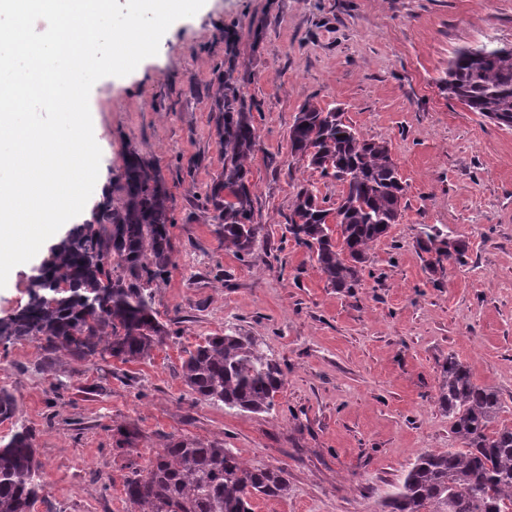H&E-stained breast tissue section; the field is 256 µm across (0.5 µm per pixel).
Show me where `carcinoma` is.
I'll use <instances>...</instances> for the list:
<instances>
[{"instance_id":"cac0c4a2","label":"carcinoma","mask_w":512,"mask_h":512,"mask_svg":"<svg viewBox=\"0 0 512 512\" xmlns=\"http://www.w3.org/2000/svg\"><path fill=\"white\" fill-rule=\"evenodd\" d=\"M445 90L469 111L512 129V49L481 45L456 51ZM254 100L224 70L219 111L224 113V170L206 195L224 250L251 253L262 230L254 223L251 165L262 152L253 122ZM291 153L342 186L331 202L308 186L297 191L289 216L295 243L315 257L331 287L360 285L372 245L399 222L406 185L385 140L363 137L308 98L289 132ZM116 178L123 197L106 196L91 219L74 225L42 263L29 301L3 336H26L49 354L77 362L151 357L169 331L153 308V285L174 266L172 196L160 170L132 150ZM427 227L417 241L436 274L464 256L465 244ZM437 404L464 444L422 454L402 485L383 502L384 512H512V423L500 420L498 392L474 381L470 368L450 355L438 364ZM181 379L199 401L243 412H269L285 386L278 361L262 340L239 332L206 336L186 352ZM16 413L14 395L0 388V421ZM116 447L138 445L140 431L117 428ZM44 490L31 431L19 426L0 440V512H31ZM127 512H253L258 499L288 496V473L246 461L231 448L197 439H169L147 466L125 479Z\"/></svg>"}]
</instances>
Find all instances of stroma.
Returning <instances> with one entry per match:
<instances>
[{"label":"stroma","mask_w":512,"mask_h":512,"mask_svg":"<svg viewBox=\"0 0 512 512\" xmlns=\"http://www.w3.org/2000/svg\"><path fill=\"white\" fill-rule=\"evenodd\" d=\"M482 44L512 46V0H206L156 56L94 84L102 173L136 149L173 198L175 266L153 289L170 336L150 359L95 365L28 338L0 341V383L17 401L0 438L27 426L46 483L31 512H127L132 466L173 436L285 468L287 498L256 501L255 512H380L422 453L462 445L436 403L438 363L451 355L500 392V418L512 422V130L443 88L455 51ZM230 66L258 104L263 147L250 176L262 231L242 258L205 204L224 165L216 91ZM311 96L388 141L407 184L399 223L348 293L288 231L300 186L333 200L341 191L290 154ZM426 224L465 242L462 262L426 271L416 247ZM47 254L10 272L0 320L27 304ZM235 329L286 373L270 412L197 401L180 378L187 349ZM120 425L140 430L137 448L117 449Z\"/></svg>","instance_id":"stroma-1"}]
</instances>
